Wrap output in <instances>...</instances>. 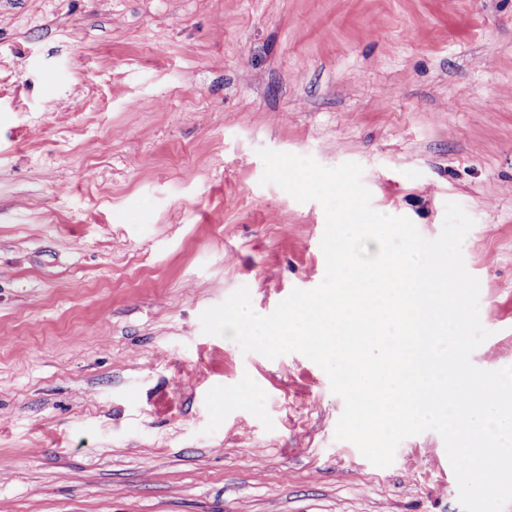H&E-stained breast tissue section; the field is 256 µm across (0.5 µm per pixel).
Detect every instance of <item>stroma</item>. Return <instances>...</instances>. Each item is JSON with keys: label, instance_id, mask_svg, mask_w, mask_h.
Masks as SVG:
<instances>
[{"label": "stroma", "instance_id": "stroma-1", "mask_svg": "<svg viewBox=\"0 0 512 512\" xmlns=\"http://www.w3.org/2000/svg\"><path fill=\"white\" fill-rule=\"evenodd\" d=\"M261 148L459 203L512 366V0H0V512H463L437 432L374 466L316 363L203 333L325 274Z\"/></svg>", "mask_w": 512, "mask_h": 512}]
</instances>
